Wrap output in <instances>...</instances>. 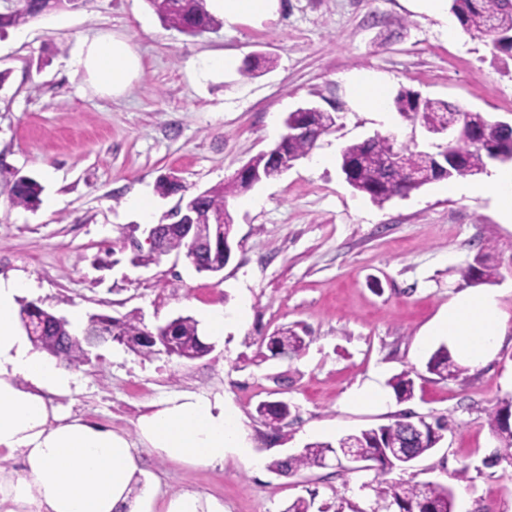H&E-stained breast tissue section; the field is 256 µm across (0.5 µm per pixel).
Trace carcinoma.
I'll return each instance as SVG.
<instances>
[{"label": "carcinoma", "instance_id": "obj_1", "mask_svg": "<svg viewBox=\"0 0 512 512\" xmlns=\"http://www.w3.org/2000/svg\"><path fill=\"white\" fill-rule=\"evenodd\" d=\"M87 0H15L13 8L0 12V32L8 27L25 24L43 13L59 8H75L78 2ZM160 20L187 35H198L220 26V21L206 8V0H147ZM450 9L456 16L462 30L469 35L512 33V0H450ZM397 112L408 119H420L427 131L435 130L444 124L456 128V139L448 148L459 152L463 161L448 170L446 180L476 177L487 172L492 157L498 156V162L512 161V131H500L495 122L477 111L455 106L445 101L423 99L419 94L402 91L394 98ZM336 122H324L318 112L312 113L311 128L308 134L288 141V152L296 159L307 157L321 136L330 133ZM395 151L402 154L397 167L380 170L375 162ZM356 169L350 175V186L357 192L369 196L377 203H384L395 197H406L410 192L440 180L428 165L423 152L397 143L392 135L379 133L362 141L345 146L340 154V171L347 173L351 163ZM249 168L260 174L262 179L271 180L280 176L279 167L272 160V152L261 153L250 160ZM416 173L417 180L409 181V174ZM253 183L244 177H233L222 184L205 191L196 209V221L207 227L208 221L229 213L230 200L248 191ZM42 185L27 176L18 178L13 188V204L26 209H34L40 202ZM160 248L169 254L173 251L184 253L190 261L207 267L221 268L229 261V256H202L192 254L185 242L174 231H163ZM502 261L490 253L479 250L473 262L460 270L461 278L469 285L492 283L501 276ZM38 317L44 327L40 334L30 337L32 344L53 356L69 369H78L90 362L91 348L95 347L102 336L112 337V341L125 346L131 352L150 359L165 353L169 357L194 360L211 351L208 343L199 334V323L191 316H179L165 326L155 329L157 337L145 339L148 328L135 313L121 319L107 321L102 316L89 317L81 335L70 332V323L55 320L54 314L44 310L34 302L21 304L19 320L22 327L27 321ZM271 347L267 348L271 356L292 359L307 347L305 337L292 328H281L266 337ZM427 371L446 380L455 378L466 370L456 361L448 347L442 345L430 357ZM390 386L398 402H406L414 396L415 382L408 372L392 378ZM259 417L265 426L273 432L282 428L291 414L288 402L283 400L266 401L257 408ZM412 420L408 415L393 422L377 427L362 429L354 434L339 438L334 443L313 442L284 460H275L270 468L279 473H295L303 469L320 466L328 456L343 455V449L354 446L361 456L376 463L377 470L384 472L403 465L396 457L395 448H407L413 456L419 458L431 452L443 439L448 430V418L438 417L434 421H421L418 430L409 428ZM488 425L497 437L500 448L494 454V460L512 459V400H505L488 415ZM377 493L389 500V506L396 512H454L455 497L453 491L435 483H416L411 485H387L377 487Z\"/></svg>", "mask_w": 512, "mask_h": 512}]
</instances>
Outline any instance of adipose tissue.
<instances>
[{
  "label": "adipose tissue",
  "mask_w": 512,
  "mask_h": 512,
  "mask_svg": "<svg viewBox=\"0 0 512 512\" xmlns=\"http://www.w3.org/2000/svg\"><path fill=\"white\" fill-rule=\"evenodd\" d=\"M210 10L237 24L277 20L279 0H208ZM113 96L122 95L141 69L138 55L120 37L85 42L76 59ZM357 108L388 113L391 90L372 71L347 76ZM449 194L490 191L505 222L512 223V165L493 169L488 186L448 185ZM28 285L0 278V460L20 459L22 471L0 467V512H224L218 500L184 491L157 499L142 486L139 448L192 468L223 462L226 449L245 451L242 426L223 398L184 392L154 402L135 422L134 435L61 412L54 397L73 394L69 369L36 351L17 327V300ZM505 319L497 294L469 288L448 305L428 332L446 338L461 361L479 366L495 354Z\"/></svg>",
  "instance_id": "1"
}]
</instances>
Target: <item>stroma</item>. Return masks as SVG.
<instances>
[{"label": "stroma", "mask_w": 512, "mask_h": 512, "mask_svg": "<svg viewBox=\"0 0 512 512\" xmlns=\"http://www.w3.org/2000/svg\"><path fill=\"white\" fill-rule=\"evenodd\" d=\"M112 34L142 62L120 97L74 64L85 39ZM225 55L237 68L211 67ZM263 57L272 69L241 75ZM0 71V277L31 284L25 300L56 315L135 312L151 329L249 303L204 357L145 359L108 343L76 370L79 390L61 406L117 431L133 433L149 403L181 391L223 396L237 412L249 458L228 451L221 464L190 468L143 449L141 482L165 495L215 498L224 512H284L299 497L315 512H389L374 481L432 482L453 490L457 512H512V461L486 463L499 446L488 415L512 397V268L490 286L506 316L493 359L448 380L426 369L439 347L426 333L464 289L459 268L485 245L512 257V223L491 196L451 197L439 181L375 203L337 163L344 146L377 133L424 150L432 143L420 121L390 126L357 111L343 81L351 73H380L393 90L492 120L512 116V58L494 59L488 37L448 41L422 0H281L277 21L225 23L198 36L164 25L147 0H87L9 29ZM308 103L338 104L335 130L288 172L232 200L233 250L220 274L196 271L181 253L136 266L113 252L141 221L132 197L150 198L158 222L177 202L158 194L160 176L177 174L191 192L218 185L272 148L288 113ZM321 154L329 165L316 166ZM20 176L43 187L36 209L11 202ZM292 325L308 342L303 353L263 358L261 337ZM379 368L388 378L411 372L414 398L349 406V392ZM273 400L291 407L276 436L256 412ZM406 411L448 418L438 448L411 466L290 476L269 468L324 441L326 426L341 437Z\"/></svg>", "instance_id": "obj_1"}]
</instances>
